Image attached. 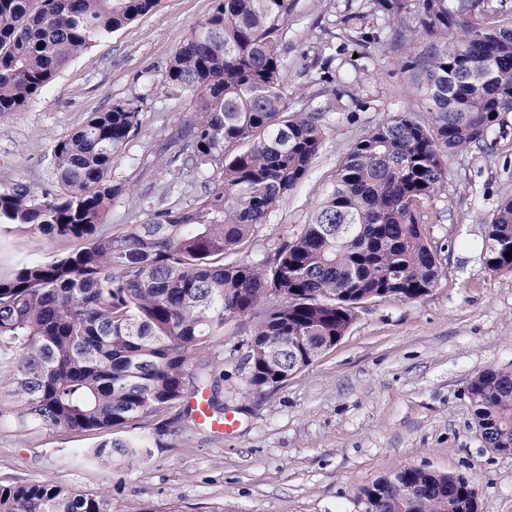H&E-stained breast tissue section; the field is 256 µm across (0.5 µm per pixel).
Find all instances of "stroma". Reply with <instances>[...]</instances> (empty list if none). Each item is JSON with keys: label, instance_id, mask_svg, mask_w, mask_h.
<instances>
[{"label": "stroma", "instance_id": "obj_1", "mask_svg": "<svg viewBox=\"0 0 512 512\" xmlns=\"http://www.w3.org/2000/svg\"><path fill=\"white\" fill-rule=\"evenodd\" d=\"M415 4L405 0L398 17L379 15L390 38L378 50L341 24L365 0H292L282 45L288 103L323 112L324 139L309 174L270 212L245 260L274 254L310 223L355 139L401 112L425 119L424 79L405 65L424 47L405 36ZM212 7L213 0H158L74 58L25 111L0 116V183L48 188L55 143L90 113L123 101L143 122L112 166L119 192L107 225L117 232L154 209L193 206L198 177L174 187L168 175L184 147L176 130L193 109L165 79L170 57ZM339 89L352 91L354 102L327 111ZM493 136L492 150L448 157V182L422 227L441 268L427 296L358 305L346 336L259 401L244 392L241 356L225 357L220 397L239 420L232 436L202 425L167 433L146 462L127 469L77 456L93 447L95 434L4 425L0 482L103 490L117 512H363L357 489L410 465L464 475L485 512H512V454L485 447L466 391L480 369H512V270L492 272L484 263L488 222L512 198V112ZM80 246L0 226V271L34 252L48 257Z\"/></svg>", "mask_w": 512, "mask_h": 512}]
</instances>
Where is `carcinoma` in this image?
<instances>
[{
	"label": "carcinoma",
	"mask_w": 512,
	"mask_h": 512,
	"mask_svg": "<svg viewBox=\"0 0 512 512\" xmlns=\"http://www.w3.org/2000/svg\"><path fill=\"white\" fill-rule=\"evenodd\" d=\"M399 15L405 0H371ZM475 0H417L434 36L418 57L429 117L401 114L352 142L313 221L271 257L237 258L283 196L309 173L324 136L319 112L288 114L281 53L288 0H213L175 51L168 87L190 100L189 153L172 174L201 177L193 207L154 211L122 232L104 229L112 162L142 123L131 104L94 112L53 147L52 188L0 184V224L79 239L61 256L29 257L0 274V425L46 432H110L93 456L131 466L154 436L196 424L188 397L211 410L224 360V326L254 321L246 394L258 399L336 345L369 300L416 301L441 274L420 225L448 181L445 153L492 149L512 112V25L473 21ZM155 0H0V114L22 112L74 55L148 13ZM365 44L387 38L363 12L343 16ZM495 68L498 79L476 77ZM219 180L210 185V175ZM490 271L512 269V199L490 220ZM485 446L512 451V370L475 372L467 384ZM178 413L153 431L141 422ZM364 512H481L473 482L404 466L356 492ZM0 512H117L105 492L50 481L0 484Z\"/></svg>",
	"instance_id": "obj_1"
}]
</instances>
